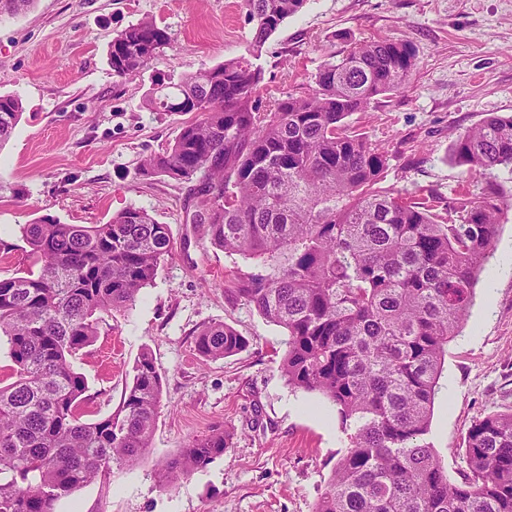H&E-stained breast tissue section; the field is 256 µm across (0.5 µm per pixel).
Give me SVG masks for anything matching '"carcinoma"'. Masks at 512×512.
Returning a JSON list of instances; mask_svg holds the SVG:
<instances>
[{
  "mask_svg": "<svg viewBox=\"0 0 512 512\" xmlns=\"http://www.w3.org/2000/svg\"><path fill=\"white\" fill-rule=\"evenodd\" d=\"M34 2L0 0V16ZM305 3L242 0L254 26L246 53L152 89L153 111L196 118L144 159L142 173L194 184L190 223L224 251L257 261L225 297L287 331L279 369L288 386L336 406L346 451L314 512H512V410L469 428V473L460 481L429 441L448 343L512 204L489 184L448 205L445 218L430 197L375 188L387 155L344 120L411 89L417 61L408 43L352 42L324 60L313 85L262 105L253 59ZM170 45L153 19L129 25L112 39V75H138ZM23 113L20 97L0 95V145ZM452 152L471 170H512V116L485 117ZM19 233L29 268L0 277V338L14 374L0 386V512H55L59 500L135 465L151 447L163 381L151 351L138 357L118 408L93 422L80 411L87 381L74 359L98 336L102 315L136 302L173 241L168 225L136 208L105 224L43 217ZM246 346L224 323L195 338L206 360ZM229 440L222 427L189 440L166 460L162 480L205 467Z\"/></svg>",
  "mask_w": 512,
  "mask_h": 512,
  "instance_id": "cac0c4a2",
  "label": "carcinoma"
}]
</instances>
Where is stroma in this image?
<instances>
[{"mask_svg":"<svg viewBox=\"0 0 512 512\" xmlns=\"http://www.w3.org/2000/svg\"><path fill=\"white\" fill-rule=\"evenodd\" d=\"M172 44L137 76L112 75L113 36L142 18ZM253 37L242 0H36L0 17V94L24 114L0 146V276L25 268L18 227L52 216L103 224L124 209L168 225L173 254L124 311L104 316L96 340L74 362L88 389L86 419L114 411L143 349L163 376L162 407L149 453L60 500L56 512H313L345 451L335 406L288 387L278 365L286 332L253 307L228 301L224 276L254 260L212 245L186 208L192 186L144 175L186 114L150 111L159 83L190 65L244 54ZM393 38L411 44V91L377 97L346 125L387 151L379 189L434 195L439 208L496 180L512 196V171L468 169L454 139L487 115L512 116V0H306L266 41L261 102L308 86L325 55L348 43ZM460 336L448 345L429 438L450 479L468 471L463 440L484 415L512 409V209L505 211ZM224 323L248 340L236 355L204 360L197 332ZM221 426L230 447L193 474L162 483V464L192 438Z\"/></svg>","mask_w":512,"mask_h":512,"instance_id":"stroma-1","label":"stroma"}]
</instances>
